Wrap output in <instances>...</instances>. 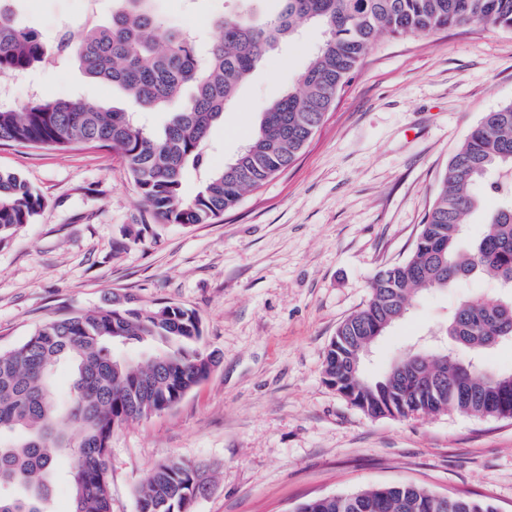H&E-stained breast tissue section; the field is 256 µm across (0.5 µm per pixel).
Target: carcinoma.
Here are the masks:
<instances>
[{
    "instance_id": "cac0c4a2",
    "label": "carcinoma",
    "mask_w": 512,
    "mask_h": 512,
    "mask_svg": "<svg viewBox=\"0 0 512 512\" xmlns=\"http://www.w3.org/2000/svg\"><path fill=\"white\" fill-rule=\"evenodd\" d=\"M153 0H113L111 18L85 25L56 54L127 100L106 108L80 98L36 97L0 104V141L66 150L110 148L123 158L141 197L162 220L208 224L264 186L301 153L377 36L429 33L458 25L512 29V0H281L265 19L236 8L216 25L206 50L167 24ZM306 23L322 35L298 85L262 113L244 151L210 169L199 192L183 196L185 169L206 164L211 128L238 86ZM42 43L0 9V78L45 62ZM165 111L150 132L137 115ZM498 197L473 246L459 248L462 224L481 207L475 188ZM42 198L16 173L0 171V243L30 223ZM476 273L512 285V102L486 113L448 161L439 192L410 255L379 270L367 304L336 329L325 352L328 383L370 418L411 419L457 411L512 418V370L487 368L483 355L512 339V297L462 296L447 336L468 352L427 346L365 378L362 351L408 310L417 293L457 287ZM198 315L176 304L144 308L132 298L43 323L19 345L0 350V512H46L51 484L66 479L72 512H111L112 434L121 425L177 405L216 364L202 346ZM156 346L145 360L112 353V342ZM67 365L73 382L56 397L53 377ZM208 486L201 465L157 463L136 489L137 512H192L187 501ZM410 484L380 485L302 502L296 512H497L486 500L452 499Z\"/></svg>"
}]
</instances>
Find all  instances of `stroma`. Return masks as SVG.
Masks as SVG:
<instances>
[{
  "instance_id": "35a3bbf8",
  "label": "stroma",
  "mask_w": 512,
  "mask_h": 512,
  "mask_svg": "<svg viewBox=\"0 0 512 512\" xmlns=\"http://www.w3.org/2000/svg\"><path fill=\"white\" fill-rule=\"evenodd\" d=\"M48 47L77 33L78 0H8ZM228 0H159L171 24L217 37ZM320 44L303 28L243 83L210 131L207 165L246 146ZM121 107L110 84L55 60L26 77L33 96ZM512 102V30L457 26L425 38L381 36L296 161L211 224H170L142 201L120 155L0 143V170L42 197L31 224L0 245V349L65 311L113 295L177 304L202 321L219 362L176 406L112 436V512H137L153 465L179 457L214 474L195 512H293L299 502L381 484L464 493L512 512V420L450 411L372 419L325 381L337 326L370 298L381 268L403 261L449 158L485 113ZM458 288L421 294L364 363L392 361L442 335Z\"/></svg>"
}]
</instances>
